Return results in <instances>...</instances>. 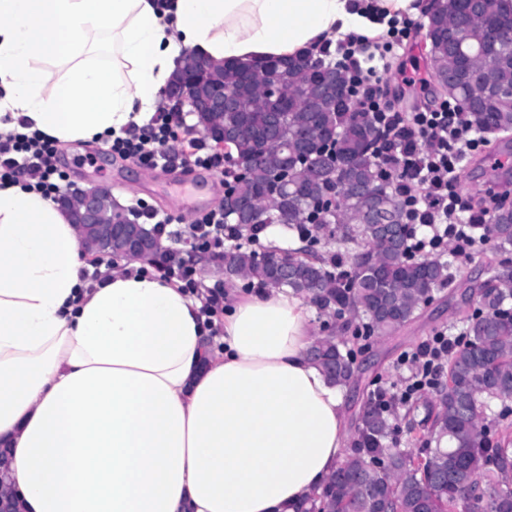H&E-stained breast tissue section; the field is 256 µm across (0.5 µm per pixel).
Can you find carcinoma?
Listing matches in <instances>:
<instances>
[{
    "label": "carcinoma",
    "mask_w": 512,
    "mask_h": 512,
    "mask_svg": "<svg viewBox=\"0 0 512 512\" xmlns=\"http://www.w3.org/2000/svg\"><path fill=\"white\" fill-rule=\"evenodd\" d=\"M479 20H464L461 0H439L427 19L436 64L459 58L470 71L486 75L496 87H512V50L484 52L483 21L512 29V12L500 0H481ZM247 68L234 64L224 70V86L238 88ZM288 84L291 104L284 114L280 139L266 148V161L237 179L231 198H248L272 223L298 229L326 197L334 207L318 214L315 231L341 244H352L350 267L327 268L317 256L299 248L285 252L296 277L278 280L275 266L265 256L241 247L224 250V274L260 286L277 284L320 301L342 318L358 317L372 334L393 335L405 327L434 290L451 281L448 265L437 259H415L408 254L411 225L405 223L402 202L391 182L382 178L376 157L380 131L370 115L354 112L351 100L322 109L318 87L324 70L312 65L305 72L297 57H278L263 66ZM457 101L478 128L483 111L501 105L493 97L471 102L468 77L451 88ZM269 120L265 107L247 104L245 112L224 113V126L248 124L253 133L232 145L240 164L257 151ZM353 181L373 186L366 199L347 189ZM390 214L394 237L385 242L369 224L349 221L368 206ZM484 234L500 251L512 247V210L494 206ZM479 311L471 318L465 342L448 359L443 380L435 385L434 407L423 420L421 447L399 448L387 442L390 424L379 401L369 400L354 448L336 470V480L310 500H324L336 512H512V424L503 423L506 436L492 440L484 424L489 400L512 402V263L499 262L493 276L476 294ZM343 341L319 336L309 358L334 386L351 381L354 367L343 352Z\"/></svg>",
    "instance_id": "obj_1"
}]
</instances>
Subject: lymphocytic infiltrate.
I'll list each match as a JSON object with an SVG mask.
<instances>
[{"label": "lymphocytic infiltrate", "mask_w": 512, "mask_h": 512, "mask_svg": "<svg viewBox=\"0 0 512 512\" xmlns=\"http://www.w3.org/2000/svg\"><path fill=\"white\" fill-rule=\"evenodd\" d=\"M412 21H391L388 38L377 44L358 36L338 41L335 49L337 66L348 77V94L363 111L369 112L381 136L377 155L382 169L396 177L394 186L405 206L407 223L426 227L422 237L412 238V256L427 258L445 248L457 254H469L475 245L472 229L485 222L484 212L475 210L458 188L462 162L482 150L484 139L476 137L470 113L453 100L434 101L418 112L403 114L392 111L384 100L382 75L389 66L388 54L410 36ZM184 127L182 113H158L141 129L112 137L113 155L146 168L174 162L224 173L229 163L222 154L210 152L205 137L189 140L188 151L178 153L174 145ZM56 143L40 133L14 132L0 136V185L18 183L21 177L34 179V188L47 196L58 195L68 175L57 165ZM137 217L152 220L157 235L176 243H190L192 248L222 260L224 249L236 246L242 237L258 241L260 227L243 233L241 227L228 223L223 210H213L188 224H175L171 216H158L145 203H138ZM161 278L181 284L190 295L202 302L201 312L207 319H220L224 313L222 284L205 285L187 262L168 260L158 265ZM459 344L458 339L438 332L404 356L409 370L401 402L433 387L443 363Z\"/></svg>", "instance_id": "obj_1"}]
</instances>
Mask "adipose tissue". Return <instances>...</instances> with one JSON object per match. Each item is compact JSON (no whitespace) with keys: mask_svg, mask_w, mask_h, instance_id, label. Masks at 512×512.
Wrapping results in <instances>:
<instances>
[{"mask_svg":"<svg viewBox=\"0 0 512 512\" xmlns=\"http://www.w3.org/2000/svg\"><path fill=\"white\" fill-rule=\"evenodd\" d=\"M433 0H0V134H122L192 51L258 64L318 51ZM112 40L103 64L96 43ZM64 73L52 92L50 67ZM57 201L0 187V478L20 512H302L344 460L341 390L309 360L311 299L201 303L126 260L85 276Z\"/></svg>","mask_w":512,"mask_h":512,"instance_id":"ef3b65f1","label":"adipose tissue"}]
</instances>
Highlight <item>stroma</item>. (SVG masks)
Returning <instances> with one entry per match:
<instances>
[{"label": "stroma", "instance_id": "35a3bbf8", "mask_svg": "<svg viewBox=\"0 0 512 512\" xmlns=\"http://www.w3.org/2000/svg\"><path fill=\"white\" fill-rule=\"evenodd\" d=\"M415 31L405 45L389 58V70L384 82L398 112H415L440 98L441 92L431 83L429 42L422 29V17H415ZM74 155L93 158L94 166L81 171H71L69 180L73 187L88 188L105 185L111 188L115 201L123 208H130L141 200L162 214H174L188 224L200 214L219 209L224 199V185L220 175L194 179L182 167L146 170L134 163L112 155L105 140H93L68 145ZM503 255L494 241L477 245L469 257L441 254L447 262L454 282L450 287L434 291L430 302L416 311L413 320L393 336L369 338L356 333L360 322L349 319L341 323L320 309H313L311 323L319 334L344 335L347 347L354 354L356 377L343 392L349 429H356L359 413L376 389L402 384L407 372L401 368V356L440 330L452 333L465 331L474 312L471 294L491 276L492 268Z\"/></svg>", "mask_w": 512, "mask_h": 512}]
</instances>
